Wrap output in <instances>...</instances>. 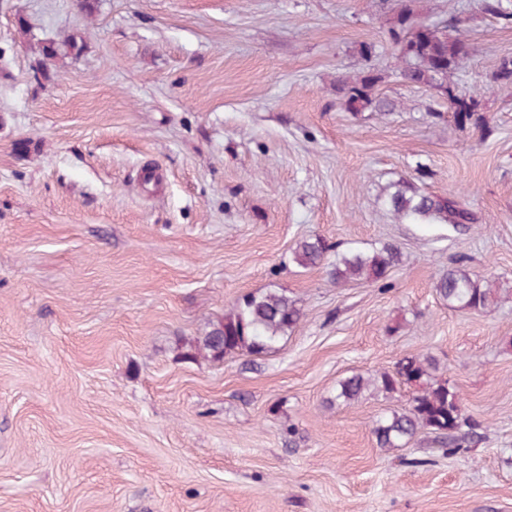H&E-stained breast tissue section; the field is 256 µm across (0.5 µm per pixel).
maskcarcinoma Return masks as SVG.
<instances>
[{
  "label": "carcinoma",
  "instance_id": "1",
  "mask_svg": "<svg viewBox=\"0 0 512 512\" xmlns=\"http://www.w3.org/2000/svg\"><path fill=\"white\" fill-rule=\"evenodd\" d=\"M409 18L410 12L400 9L393 18L395 25L389 28L390 38L406 61L400 71L401 78L439 89L448 97V109L454 122L462 128L472 124L478 102L462 94L459 87L449 81L453 71L472 55L471 43L452 20L441 26L408 25L406 20ZM79 50L73 40L48 42L40 46V55L42 62L47 63ZM375 83L376 77L371 74L356 80H341L336 93L355 112L371 106L380 111L387 110L390 104L372 96ZM384 204L409 224L457 226L474 221L472 213L458 201L424 192L408 180L392 184ZM332 251L335 252V245L324 238H306L292 250V261L300 267H313ZM400 258V249L393 243L372 250L336 252L330 276L341 284L352 281L377 283L388 277ZM433 288L448 307L458 310L485 309L500 299L499 289L493 282L471 277L461 265L441 274ZM302 317V309L296 301L276 289L245 295L224 314V319L210 324V329L196 338L194 350L217 362L234 354L260 355L274 349L298 326ZM432 369L434 365L428 359L403 357L391 373L384 371L368 377L356 374L342 380L336 390V400H357L371 387L391 393L401 386H414L416 391L407 410L394 411L376 421L373 434L378 447L400 448L418 431L425 429L436 433L441 443L450 448H458L464 441L476 442L478 432L475 426L468 425L459 395L445 380L430 381Z\"/></svg>",
  "mask_w": 512,
  "mask_h": 512
}]
</instances>
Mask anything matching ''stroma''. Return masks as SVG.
I'll use <instances>...</instances> for the list:
<instances>
[{
    "mask_svg": "<svg viewBox=\"0 0 512 512\" xmlns=\"http://www.w3.org/2000/svg\"><path fill=\"white\" fill-rule=\"evenodd\" d=\"M405 3L461 19L478 126L402 80ZM71 38L78 54L42 64ZM505 59L512 20L481 0H0V512H512V302L453 310L433 290L460 258L512 291ZM367 74L389 113L337 96ZM401 180L476 223L398 220L383 197ZM315 236L401 262L339 284L292 263ZM271 288L303 311L276 349L186 358ZM412 355L479 442L377 447L409 387L336 402Z\"/></svg>",
    "mask_w": 512,
    "mask_h": 512,
    "instance_id": "1",
    "label": "stroma"
}]
</instances>
